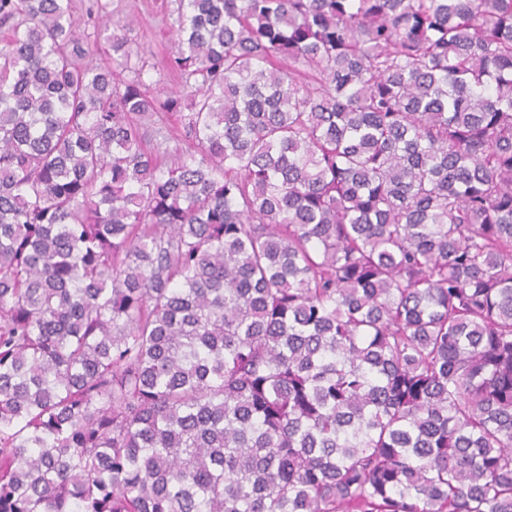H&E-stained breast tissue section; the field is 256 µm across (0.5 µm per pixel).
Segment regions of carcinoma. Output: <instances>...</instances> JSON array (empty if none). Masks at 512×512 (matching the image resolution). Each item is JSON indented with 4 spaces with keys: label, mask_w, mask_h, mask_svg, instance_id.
I'll use <instances>...</instances> for the list:
<instances>
[{
    "label": "carcinoma",
    "mask_w": 512,
    "mask_h": 512,
    "mask_svg": "<svg viewBox=\"0 0 512 512\" xmlns=\"http://www.w3.org/2000/svg\"><path fill=\"white\" fill-rule=\"evenodd\" d=\"M175 2L0 0V512H512V0ZM171 0H101L107 4L99 12L98 25L106 20H119L124 24L133 47L149 58L151 67L144 75L151 91L162 88H180V84L167 67V59L176 51L170 26L176 8ZM179 117L176 115L169 117L153 118L147 122L144 127L145 141L148 147L157 149L158 144L161 145L160 151H163L167 147L170 151H174L176 148L185 150L187 148V142L184 140H164L167 136V129L172 126H179Z\"/></svg>",
    "instance_id": "cac0c4a2"
}]
</instances>
